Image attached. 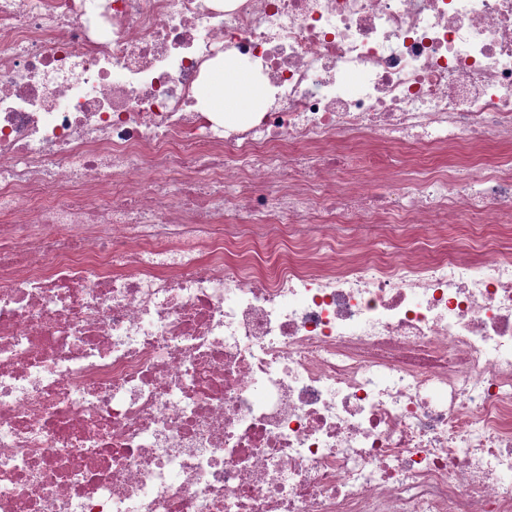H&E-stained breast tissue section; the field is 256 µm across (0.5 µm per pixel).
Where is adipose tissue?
<instances>
[{"instance_id":"ef3b65f1","label":"adipose tissue","mask_w":512,"mask_h":512,"mask_svg":"<svg viewBox=\"0 0 512 512\" xmlns=\"http://www.w3.org/2000/svg\"><path fill=\"white\" fill-rule=\"evenodd\" d=\"M201 95L208 107L223 113L228 122L234 121L241 112H258L264 106V91L252 73L232 61L212 74Z\"/></svg>"}]
</instances>
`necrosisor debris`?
Returning <instances> with one entry per match:
<instances>
[{
	"mask_svg": "<svg viewBox=\"0 0 512 512\" xmlns=\"http://www.w3.org/2000/svg\"><path fill=\"white\" fill-rule=\"evenodd\" d=\"M474 216L512 236V0H0V512H512ZM201 96L213 112H224V121H234L240 112H260L264 91L252 73L229 61L216 70L201 89Z\"/></svg>",
	"mask_w": 512,
	"mask_h": 512,
	"instance_id": "1",
	"label": "necrosis or debris"
}]
</instances>
